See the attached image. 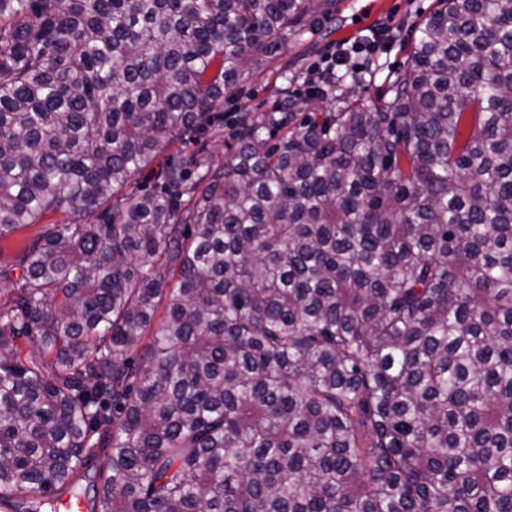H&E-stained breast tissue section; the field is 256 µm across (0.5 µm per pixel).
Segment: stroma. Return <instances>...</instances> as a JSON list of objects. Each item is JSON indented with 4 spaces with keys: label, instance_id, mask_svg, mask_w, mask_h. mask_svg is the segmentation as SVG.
Returning a JSON list of instances; mask_svg holds the SVG:
<instances>
[{
    "label": "stroma",
    "instance_id": "obj_1",
    "mask_svg": "<svg viewBox=\"0 0 512 512\" xmlns=\"http://www.w3.org/2000/svg\"><path fill=\"white\" fill-rule=\"evenodd\" d=\"M332 3V20L322 30L289 42L268 72L245 78L237 89L225 94L216 135L191 134L171 144L147 170L135 176V183L150 189L161 186L162 171L183 156L196 154L224 160V142L230 131L227 121L237 113L248 112L258 116L273 112L292 96L300 101L296 109L298 115L322 111L323 103L308 99L304 90L303 81L310 66L319 60L327 45L358 40L384 23L391 26L393 38L378 47L376 56L383 73L367 85L368 94L381 91L384 72L397 70L407 61L406 39L412 25L434 9L436 0H332ZM38 230V225L34 224L0 240V292L6 294L18 286L22 278L18 256Z\"/></svg>",
    "mask_w": 512,
    "mask_h": 512
}]
</instances>
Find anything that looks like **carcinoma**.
<instances>
[{
    "label": "carcinoma",
    "instance_id": "obj_1",
    "mask_svg": "<svg viewBox=\"0 0 512 512\" xmlns=\"http://www.w3.org/2000/svg\"><path fill=\"white\" fill-rule=\"evenodd\" d=\"M312 16L0 0V240L63 215L0 304L4 512L95 467L89 512H512V0L132 185Z\"/></svg>",
    "mask_w": 512,
    "mask_h": 512
}]
</instances>
